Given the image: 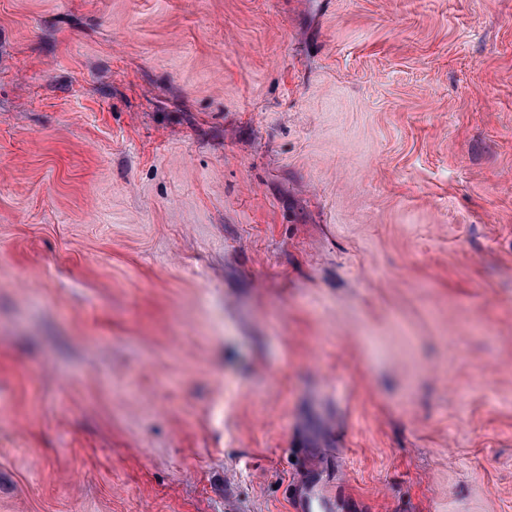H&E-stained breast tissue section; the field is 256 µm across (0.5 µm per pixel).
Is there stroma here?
Listing matches in <instances>:
<instances>
[{"label": "stroma", "instance_id": "35a3bbf8", "mask_svg": "<svg viewBox=\"0 0 512 512\" xmlns=\"http://www.w3.org/2000/svg\"><path fill=\"white\" fill-rule=\"evenodd\" d=\"M512 512V0H0V512ZM293 499L296 503V510L299 512H309L313 508L314 501L317 502V508L325 512L336 509V500L325 495L320 489L315 487L296 490Z\"/></svg>", "mask_w": 512, "mask_h": 512}]
</instances>
